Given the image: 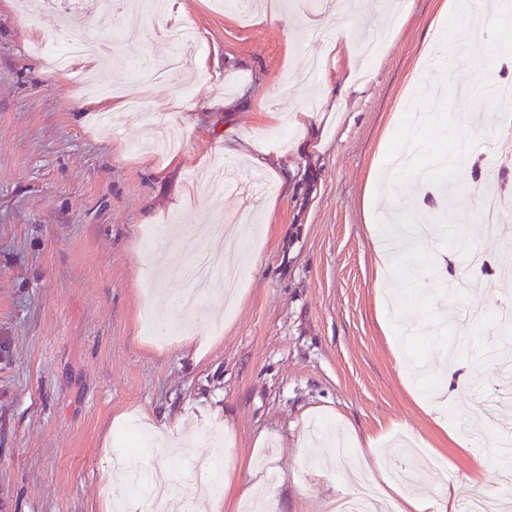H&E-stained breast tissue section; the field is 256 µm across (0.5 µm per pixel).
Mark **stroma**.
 Masks as SVG:
<instances>
[{
    "instance_id": "35a3bbf8",
    "label": "stroma",
    "mask_w": 512,
    "mask_h": 512,
    "mask_svg": "<svg viewBox=\"0 0 512 512\" xmlns=\"http://www.w3.org/2000/svg\"><path fill=\"white\" fill-rule=\"evenodd\" d=\"M22 2L0 0V512H103L105 473L125 451L136 470L169 469L191 512L206 507L191 481L198 459L220 471L219 512L247 497L329 512L354 492L353 466L388 491L390 458L428 459L421 500L478 466L476 493L512 497L496 446L512 432V338L494 320L512 283L493 296L482 286L512 269V241L449 208L433 181L402 207L383 181L414 142L401 180L452 155L466 198L489 164L512 159V129L469 93L475 81L512 85V64L488 51L512 30L489 22L458 42L456 0H356L341 15L324 0H162L155 18L133 10L112 30L95 0ZM267 10L275 18L259 21ZM389 21L397 31L373 57L325 55L337 30L362 48ZM178 22L195 30L205 69L143 85L136 67L173 53L158 31ZM63 29L97 60L86 85L50 65ZM202 83L211 102L184 97ZM108 88L126 104L110 116L92 105ZM460 99L466 110L453 111ZM300 109L303 131L290 121ZM255 140L270 168L252 206L208 195L204 180L225 163L248 180L241 151ZM246 216L256 232L238 243L235 302L219 274L210 326L179 315L178 267L153 262L159 233L172 232L185 264L226 251L200 228ZM396 217L439 233L388 260L384 295L377 248ZM446 226L483 269L449 252ZM446 252L453 285L431 266ZM420 279L423 296L406 303ZM175 317L174 339L151 343L145 319ZM454 371L470 381L450 394ZM164 423L181 431L155 444Z\"/></svg>"
}]
</instances>
